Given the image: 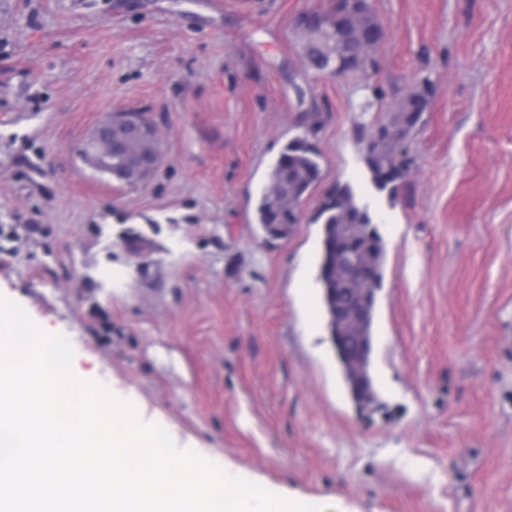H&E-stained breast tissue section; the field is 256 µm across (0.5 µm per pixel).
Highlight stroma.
<instances>
[{"label":"stroma","instance_id":"1","mask_svg":"<svg viewBox=\"0 0 512 512\" xmlns=\"http://www.w3.org/2000/svg\"><path fill=\"white\" fill-rule=\"evenodd\" d=\"M371 4L375 66L336 77L297 27L332 0H0V295L178 447L278 494L512 512V0ZM426 81L392 202L358 130ZM113 112L158 130L136 187L80 153ZM304 112L321 178L270 241L256 205ZM345 183L386 247L374 411L348 395L316 281L311 218Z\"/></svg>","mask_w":512,"mask_h":512}]
</instances>
